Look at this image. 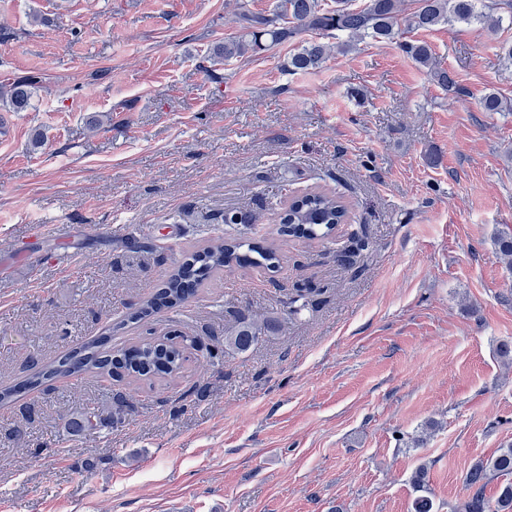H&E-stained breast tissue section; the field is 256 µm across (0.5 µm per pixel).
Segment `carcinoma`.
<instances>
[{
    "mask_svg": "<svg viewBox=\"0 0 512 512\" xmlns=\"http://www.w3.org/2000/svg\"><path fill=\"white\" fill-rule=\"evenodd\" d=\"M512 13V0H414L406 7L405 0H277L270 13L242 14L245 31L235 39L215 44L210 52L213 61L230 60L248 53L266 51L312 32L325 38L334 33L347 35L348 40L336 44L308 41L288 58L290 73H308L323 66L335 52H348L355 42L369 37L377 42L394 40L399 28L430 29L456 22L480 23L495 28L501 17L499 10ZM403 51L441 87L456 94L464 93L454 77L443 68L424 43L406 42ZM38 81L20 78L0 83V105L9 112H24L32 107ZM485 112L512 111V105L496 93L479 100ZM348 220V208L338 196L322 190L307 191L292 198L278 217L277 234L283 237L323 241L337 225ZM499 259L512 272V234L503 232L494 239ZM280 264L277 249L264 240L239 237H216L202 247L189 251L168 274L162 288L145 298L123 320L125 325L141 326L163 309L177 308L195 298L214 276L227 267L276 268ZM278 325L239 316L224 330V353L248 351L262 337L271 336ZM108 337L98 336L77 344L60 357L36 366L19 384L0 388V405L6 406L21 396L37 391L48 382L75 375L94 374L115 381H149L172 378L181 373L188 344L178 333L135 342L116 351L107 349ZM105 419L86 413L74 422L81 431L103 426ZM512 448H502L498 455L475 462L467 471L464 483L468 497L454 506V512H512ZM500 477L497 494L489 497L487 485ZM413 484L420 495L412 503V512H437L428 491V471L419 467Z\"/></svg>",
    "mask_w": 512,
    "mask_h": 512,
    "instance_id": "1",
    "label": "carcinoma"
}]
</instances>
